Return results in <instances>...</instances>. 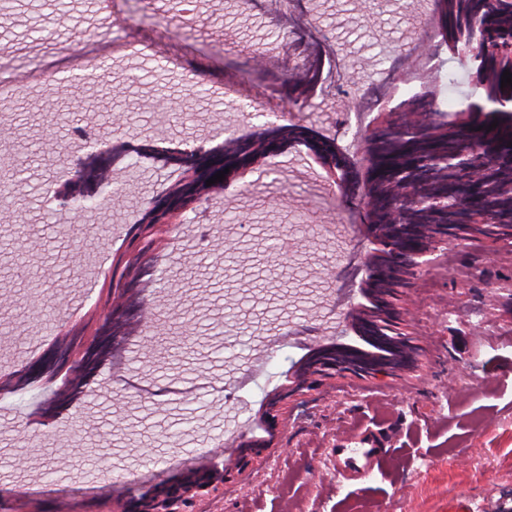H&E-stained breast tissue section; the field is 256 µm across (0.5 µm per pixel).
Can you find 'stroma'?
<instances>
[{
	"instance_id": "35a3bbf8",
	"label": "stroma",
	"mask_w": 512,
	"mask_h": 512,
	"mask_svg": "<svg viewBox=\"0 0 512 512\" xmlns=\"http://www.w3.org/2000/svg\"><path fill=\"white\" fill-rule=\"evenodd\" d=\"M96 2L0 0V81L20 88L0 111V169L14 151L24 166L0 210V512H134L253 440L261 457L184 494L179 512H512V247L456 241L397 291L395 307L413 311L398 324L411 367L311 377L313 350L353 344L365 313L378 246L352 218L367 210L361 186L289 141L276 173L255 156L181 223L144 222L183 177L164 147L297 125L335 137L364 174L368 134L411 102L493 109L472 63L443 45L439 12L416 0L374 13L369 0H111L106 13ZM422 37L453 84L407 59ZM255 53L259 73L246 67ZM92 61L96 82H60ZM369 92L379 98L357 135L348 111ZM56 113L68 120L49 127ZM107 129L128 154L95 193L96 216L48 202ZM22 236L42 248L13 269ZM114 298L139 345L96 370L93 394L67 399ZM257 414L280 416L276 433L252 434ZM364 438L384 456L366 476L343 473L337 448Z\"/></svg>"
}]
</instances>
